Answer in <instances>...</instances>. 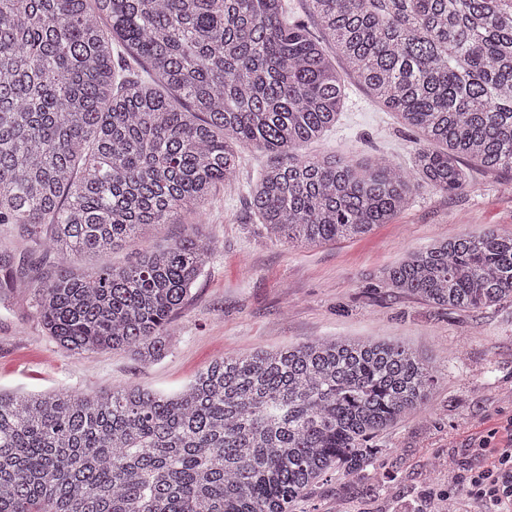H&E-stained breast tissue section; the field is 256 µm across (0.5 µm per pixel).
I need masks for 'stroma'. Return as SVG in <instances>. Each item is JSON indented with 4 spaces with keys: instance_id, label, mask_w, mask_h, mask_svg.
Returning a JSON list of instances; mask_svg holds the SVG:
<instances>
[{
    "instance_id": "1",
    "label": "stroma",
    "mask_w": 512,
    "mask_h": 512,
    "mask_svg": "<svg viewBox=\"0 0 512 512\" xmlns=\"http://www.w3.org/2000/svg\"><path fill=\"white\" fill-rule=\"evenodd\" d=\"M335 127L313 153L347 159L384 158L411 171L417 133L405 129L348 73ZM234 182L206 205L201 230L215 242L203 274L174 318L171 347L145 364L122 350L76 355L47 336L27 294L0 306V389L44 393L97 391L139 384L171 392L212 360L279 350L321 338L399 342L431 358L440 371L428 411L382 432V453L362 478L323 475L294 512H444L449 489L477 462L472 440L493 422L512 418V304L442 310L377 285L384 267L435 241L493 229L512 233V172L462 160L469 186L445 194L417 181L409 203L390 223L362 238L314 247L254 235L248 188L270 154L241 148ZM193 220L163 224L109 255L135 260L191 233Z\"/></svg>"
}]
</instances>
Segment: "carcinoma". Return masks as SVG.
I'll use <instances>...</instances> for the list:
<instances>
[{
  "label": "carcinoma",
  "mask_w": 512,
  "mask_h": 512,
  "mask_svg": "<svg viewBox=\"0 0 512 512\" xmlns=\"http://www.w3.org/2000/svg\"><path fill=\"white\" fill-rule=\"evenodd\" d=\"M0 0V227L57 257L43 280L0 239V301L30 293L48 336L143 362L214 251L201 235L128 265L77 266L203 210L251 144L254 233L317 246L386 224L411 176L309 155L347 69L419 134L417 175L464 190L470 158L512 171V0ZM447 310L512 302V236L460 235L380 272ZM429 359L384 340L317 339L227 355L169 393L0 390V512H291L330 471L375 467L379 433L431 402Z\"/></svg>",
  "instance_id": "carcinoma-1"
}]
</instances>
